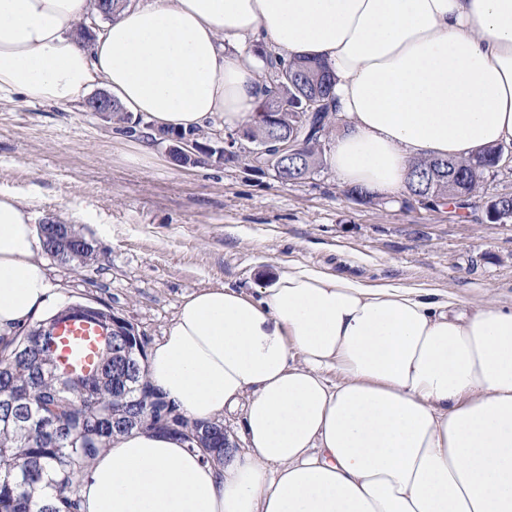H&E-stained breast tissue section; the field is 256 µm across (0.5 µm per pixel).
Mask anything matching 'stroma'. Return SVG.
Wrapping results in <instances>:
<instances>
[{"label":"stroma","instance_id":"obj_1","mask_svg":"<svg viewBox=\"0 0 512 512\" xmlns=\"http://www.w3.org/2000/svg\"><path fill=\"white\" fill-rule=\"evenodd\" d=\"M148 130L144 119L107 120L80 105L0 99V192L29 204L34 223L78 222L99 250L95 266L77 270L38 253L58 304L107 305L145 347L184 296L250 291L292 262L512 304V223H486L480 207L363 204L327 164L290 184L244 164L180 165Z\"/></svg>","mask_w":512,"mask_h":512}]
</instances>
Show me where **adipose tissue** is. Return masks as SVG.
I'll use <instances>...</instances> for the list:
<instances>
[{
    "instance_id": "1",
    "label": "adipose tissue",
    "mask_w": 512,
    "mask_h": 512,
    "mask_svg": "<svg viewBox=\"0 0 512 512\" xmlns=\"http://www.w3.org/2000/svg\"><path fill=\"white\" fill-rule=\"evenodd\" d=\"M88 0H0V98L102 88L153 132L250 123L261 43L326 65L339 181L379 196L410 164L512 142V0H139L93 40ZM25 204L0 193V335L55 287ZM149 382L185 415L241 411L223 465L135 429L89 462L79 512H512V306L371 286L303 263L183 297Z\"/></svg>"
}]
</instances>
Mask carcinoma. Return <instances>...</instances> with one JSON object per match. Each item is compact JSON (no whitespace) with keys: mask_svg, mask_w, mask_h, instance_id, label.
<instances>
[{"mask_svg":"<svg viewBox=\"0 0 512 512\" xmlns=\"http://www.w3.org/2000/svg\"><path fill=\"white\" fill-rule=\"evenodd\" d=\"M262 93L256 110L278 112L283 121L267 130L251 127L245 136L271 140L295 131L301 135L306 165L280 178L288 184L302 180L323 165L321 143L330 135L331 81L325 66L302 59L286 60L274 51H262ZM501 147H486L463 159H437L446 175L426 185L427 175L414 173L409 190L427 189L428 196L446 200L458 209L470 206L486 173L498 164ZM46 254L57 262L86 268L98 262L94 245L72 224H62L58 241L43 242ZM39 323L0 336V512H78L76 488L85 463L116 436L137 428L136 418L160 402V394L143 395L149 384L147 367L100 355L99 373L89 379L59 375L50 349H41ZM189 449H200L206 461L224 463V435L205 434L194 441L182 438ZM58 491L56 500L41 506L32 490L40 482Z\"/></svg>","mask_w":512,"mask_h":512,"instance_id":"cac0c4a2","label":"carcinoma"}]
</instances>
